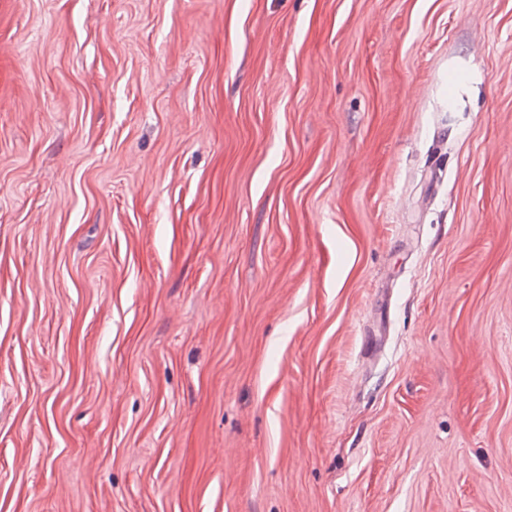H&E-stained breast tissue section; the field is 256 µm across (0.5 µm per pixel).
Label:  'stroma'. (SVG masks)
Instances as JSON below:
<instances>
[{"instance_id":"obj_1","label":"stroma","mask_w":512,"mask_h":512,"mask_svg":"<svg viewBox=\"0 0 512 512\" xmlns=\"http://www.w3.org/2000/svg\"><path fill=\"white\" fill-rule=\"evenodd\" d=\"M0 512H512V0H0Z\"/></svg>"}]
</instances>
